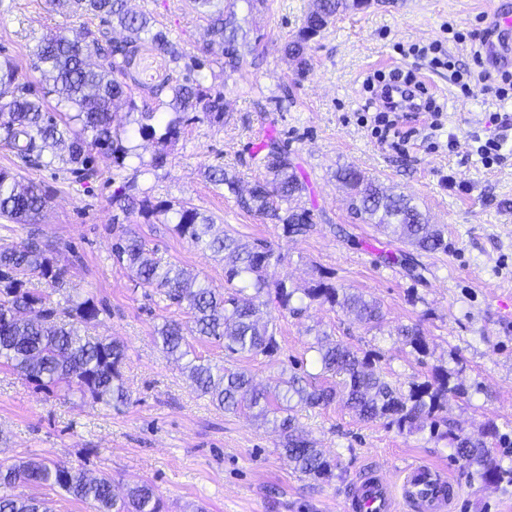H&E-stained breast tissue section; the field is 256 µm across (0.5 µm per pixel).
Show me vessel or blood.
<instances>
[{
    "instance_id": "b4317fda",
    "label": "vessel or blood",
    "mask_w": 512,
    "mask_h": 512,
    "mask_svg": "<svg viewBox=\"0 0 512 512\" xmlns=\"http://www.w3.org/2000/svg\"><path fill=\"white\" fill-rule=\"evenodd\" d=\"M491 26L496 39L483 42L485 55L499 63L512 62V42L507 34L512 31V17L495 12ZM398 488H391L378 473L360 479L345 502V512H450L459 496L455 480L446 477L440 468L421 462L405 464Z\"/></svg>"
}]
</instances>
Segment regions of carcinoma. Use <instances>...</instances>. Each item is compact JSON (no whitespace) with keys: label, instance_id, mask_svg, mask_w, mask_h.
Here are the masks:
<instances>
[{"label":"carcinoma","instance_id":"1","mask_svg":"<svg viewBox=\"0 0 512 512\" xmlns=\"http://www.w3.org/2000/svg\"><path fill=\"white\" fill-rule=\"evenodd\" d=\"M248 13L259 12L265 0H193L206 22L209 42L189 51L169 38L146 12L132 11L127 0H55L58 8L100 20V28L84 27L75 37L68 30L51 31L37 46L34 69L40 72V89L23 80L10 59L0 60V141L10 146L19 160L37 167L54 165L66 154L69 172L79 182L101 176L103 169L130 170V175L112 192V223L137 215L151 224L158 217L173 225V231L195 247L227 260L225 289L220 291L197 280L171 263L161 264L145 248V242L125 229L114 232L112 257L136 284L160 291L172 305L185 307L191 325L166 321L156 329L161 349L184 365L188 379L201 394L226 411L247 409L254 417L272 423L280 433V446L300 473L325 478L332 464L314 443L298 431L295 409L325 407L336 398L365 421L388 420V425L409 433L429 423L430 431L447 427L457 458L463 460L485 484L512 486V467L497 460L487 439L494 426L477 436L456 434L448 420V370L436 368L431 378L411 383L404 394L381 374L374 355L363 354L340 343L325 344L321 338L310 349L317 353L321 375L341 376L338 383L313 386L296 374L274 390L260 389L238 367H217L193 355L188 334L224 343L225 355H270L277 341L269 332L273 321L268 311L299 314L307 309L304 299L336 305L354 313L359 322L373 329L380 326L379 302L359 293L320 282L303 290L301 305L294 303L297 289L284 280L269 283L267 269L273 252L260 243L249 244L229 234H215L212 218L188 202L175 205L158 200L143 188L140 178L158 176L185 126L206 120L224 124L229 103L224 92L204 84L205 70L217 66L226 75L235 73L257 58L255 48L240 40L236 21L238 2ZM365 0H312L301 27L284 38L283 51L296 63L300 75L309 70L307 50L336 17L358 9ZM118 27L124 37L113 40L107 28ZM220 56L213 59L212 46ZM148 45L169 57L171 74L147 93L132 88V65L140 49ZM97 62H91V58ZM55 100L54 111L45 109L46 98ZM122 105L136 127L118 130L112 125V110ZM153 145L149 156L138 152L133 141ZM268 178L242 193L237 176L224 167H210L205 176L213 186L235 196L237 205L280 224L289 235L305 236L313 230L311 211L300 205L306 190L297 166L274 137L263 141L255 155ZM336 180L348 190L350 209L364 223L397 236L419 251L435 252L445 247V228L429 223L413 197L389 193L355 166L336 172ZM42 186L17 172L0 169V217L15 223H30L48 205ZM55 247L36 236L0 247V360L38 384L69 395L89 397L95 403L118 407L128 401L121 368L126 348L105 336L85 334L105 308L92 297H70L65 306L50 295L28 288L26 276L34 274L54 287L64 285L68 270L55 262ZM405 342L418 353L426 352L419 328L399 330ZM17 483L56 487L70 497L89 503L95 512H165L155 488L143 483L119 499L112 476H90L81 467L47 464L36 457L0 463V512H51L48 502L36 497H17L8 489Z\"/></svg>","mask_w":512,"mask_h":512}]
</instances>
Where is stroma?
Wrapping results in <instances>:
<instances>
[{
  "label": "stroma",
  "mask_w": 512,
  "mask_h": 512,
  "mask_svg": "<svg viewBox=\"0 0 512 512\" xmlns=\"http://www.w3.org/2000/svg\"><path fill=\"white\" fill-rule=\"evenodd\" d=\"M309 4L267 0L262 12L238 10L241 31L259 53L256 65L208 76L230 106L223 124H191L166 168L145 179L144 187L161 200L191 202L213 218L215 232L268 242L274 251L269 281L304 290L328 277L380 302L383 323L372 330L348 310L316 301L302 315L276 316L277 353L233 361L255 383L272 387L295 373L317 374L311 345L321 333L377 353L381 373L404 391L440 366L458 387L448 396L450 421L470 434L494 424L503 438L488 446L511 465L512 318H505L503 307L512 305V128L504 161L484 167L471 136L498 133L489 117L501 111L500 102L491 95H466L451 71L428 68L416 50L438 45L441 56L458 60L472 75L499 79L500 67L472 55L491 29V8L512 15V0H371L369 7L337 17L311 43L310 69L299 76L283 54L282 40L300 27ZM130 6L151 13L186 48L206 38V24L187 0H131ZM82 25L94 29L99 22L62 13L53 0H0V57L38 80L33 62L39 41L51 30ZM393 68L437 85L443 106L441 130L432 129L430 113H421L400 153L381 144L362 120L364 80ZM284 89L290 93L287 108L259 110L258 99ZM262 132L287 147L307 185L302 203L314 218L309 235L284 234L240 209L234 196L205 178L208 167L221 166L236 173L244 190L264 179L265 169L249 160ZM348 165L389 191L410 195L430 223L445 225V248L416 256L425 268L422 278L409 276L403 266L409 246L352 214L336 180L337 169ZM1 168L40 183L50 204L33 226L0 218V245L22 242L34 230L58 245L55 257L68 268L63 287L53 291L35 276L29 285L56 301L89 296L104 306L91 333L125 345L122 376L129 399L114 409L66 398L0 367V462L39 457L95 475L105 471L120 496L148 482L169 512H342L353 484L367 472L395 483L404 463L419 461L449 472L461 485L453 512H512V486L502 489L473 477L455 457L450 439L427 429L401 432L383 419L361 420L338 401L296 413L299 429L336 463L330 477L301 476L277 432L251 413L213 406L191 386L183 362L160 351L156 327L167 320L185 323L189 316L155 289L134 286L112 259L109 198L123 172L83 186L70 180L65 160L48 169L23 168L0 143ZM124 227L156 258L223 288V260L195 248L170 225L134 216ZM386 253L397 254V261L384 263ZM403 325L419 327L426 355L397 336Z\"/></svg>",
  "instance_id": "stroma-1"
}]
</instances>
